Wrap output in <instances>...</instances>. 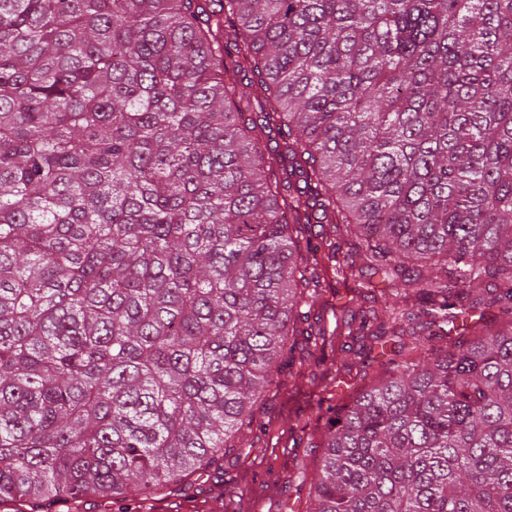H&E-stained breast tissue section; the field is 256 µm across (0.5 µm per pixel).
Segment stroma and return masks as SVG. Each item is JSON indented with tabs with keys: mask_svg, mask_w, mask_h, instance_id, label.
Listing matches in <instances>:
<instances>
[{
	"mask_svg": "<svg viewBox=\"0 0 512 512\" xmlns=\"http://www.w3.org/2000/svg\"><path fill=\"white\" fill-rule=\"evenodd\" d=\"M379 352L370 340L346 352L316 350L276 375L256 407L258 427L248 447L225 458L218 473L145 500L80 502L62 496L49 512H306L303 475L322 457L320 444L336 407L377 369Z\"/></svg>",
	"mask_w": 512,
	"mask_h": 512,
	"instance_id": "stroma-1",
	"label": "stroma"
}]
</instances>
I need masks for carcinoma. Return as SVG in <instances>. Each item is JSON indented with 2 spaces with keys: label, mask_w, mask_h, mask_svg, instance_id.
Segmentation results:
<instances>
[{
  "label": "carcinoma",
  "mask_w": 512,
  "mask_h": 512,
  "mask_svg": "<svg viewBox=\"0 0 512 512\" xmlns=\"http://www.w3.org/2000/svg\"><path fill=\"white\" fill-rule=\"evenodd\" d=\"M374 324L311 512H512V0H0V500L217 471ZM370 272L365 270L363 275L358 276L355 280H350L346 283L340 282L336 283V281H331L328 279V283L325 285L326 288H323L322 296L323 300H325L328 304L326 308V312L324 313V318L327 323L329 330L335 325V319L331 313V306L336 304H341L345 302H349V299L353 298V301L349 303V312H346L344 317L345 319L349 318V315L354 313L358 314L360 310H365V308L369 307L371 303L366 300L367 294V281L372 280L376 282V278L370 279ZM336 288L338 289L340 295L343 296L342 300L338 303L335 298ZM365 298V300H364Z\"/></svg>",
  "instance_id": "1"
}]
</instances>
